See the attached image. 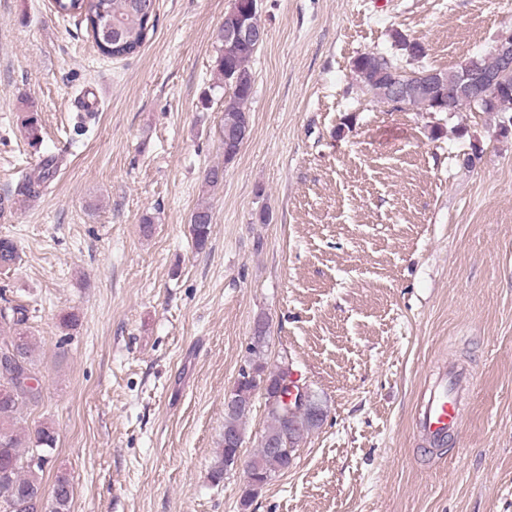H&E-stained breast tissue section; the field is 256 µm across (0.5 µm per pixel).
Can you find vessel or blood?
Returning <instances> with one entry per match:
<instances>
[{
  "instance_id": "b4317fda",
  "label": "vessel or blood",
  "mask_w": 512,
  "mask_h": 512,
  "mask_svg": "<svg viewBox=\"0 0 512 512\" xmlns=\"http://www.w3.org/2000/svg\"><path fill=\"white\" fill-rule=\"evenodd\" d=\"M471 386V375L464 368L452 365L437 374L416 407L415 433L435 447L457 434L462 426V403Z\"/></svg>"
}]
</instances>
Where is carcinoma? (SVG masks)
<instances>
[{
    "label": "carcinoma",
    "mask_w": 512,
    "mask_h": 512,
    "mask_svg": "<svg viewBox=\"0 0 512 512\" xmlns=\"http://www.w3.org/2000/svg\"><path fill=\"white\" fill-rule=\"evenodd\" d=\"M150 6L144 13L137 12L135 0H53L56 12L86 24L92 36L100 35L103 26L118 30V37L110 41L96 42L100 53L109 58H122L140 51L147 41L150 31L155 28L156 0H146ZM259 49L256 43L243 47L227 48L218 42L215 68L218 81L228 88L224 95V124H234L249 116L247 104L254 90L251 62ZM354 71L361 87L380 102L388 101V89L401 78L404 67L396 57H388L375 52L360 54L353 62ZM404 105L418 110L435 112L433 99L423 94L408 95ZM469 109L476 112H512V73L504 81V87L490 101L480 105L473 102L472 96L457 99L456 110ZM224 165L211 167L205 174L204 182L215 187L224 180V166L230 164L238 148L234 145L224 148ZM53 177V168L46 161L39 174H26L18 183V193L30 196L43 192L47 181ZM212 223L209 204L202 202L196 206L190 217L195 246L205 247ZM18 259L17 245L13 240L0 238V268L9 269ZM30 309L21 300L5 301L0 307V327L8 329V334L0 336V354L4 353L7 342H17L16 368L38 379L33 360V338L28 330ZM267 340H251L248 346L249 360L241 369L239 378L232 389V397L239 406L224 411V433L244 435L243 421L251 411L253 398L263 384L276 387L286 379L288 371L269 372L266 369L265 348ZM41 400V391L25 390L15 385L10 377L0 372V506L4 512H70L73 486L66 476L57 478L50 496H43L42 484L44 464L54 450V429L48 424L38 426L34 436L28 439L29 447L22 448L18 437V425L24 411L35 407ZM322 410L318 395L311 394L309 406L287 410L282 406L266 404L269 425L262 435L259 448L252 463L259 481L265 483L273 475L288 471V458L305 435L320 427L323 418L314 416V411ZM239 452L221 441L216 460L211 468L210 478L219 483L224 480L228 467ZM41 456V463L31 464L35 455Z\"/></svg>",
    "instance_id": "1"
}]
</instances>
